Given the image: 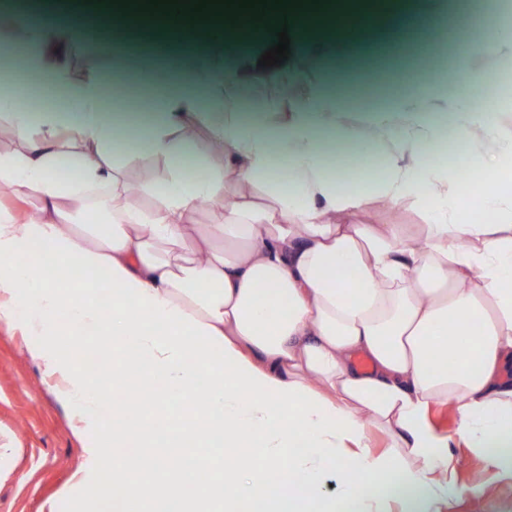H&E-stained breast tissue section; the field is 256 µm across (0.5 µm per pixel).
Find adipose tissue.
Wrapping results in <instances>:
<instances>
[{"label": "adipose tissue", "instance_id": "1", "mask_svg": "<svg viewBox=\"0 0 512 512\" xmlns=\"http://www.w3.org/2000/svg\"><path fill=\"white\" fill-rule=\"evenodd\" d=\"M387 7L318 0L259 23L180 15L157 28L341 32L354 19L378 24ZM486 20L492 42L459 46L453 85L408 70L360 130L316 70L289 108L243 112L249 88L283 84L286 72L212 61L173 70L166 85L138 72L151 106L144 132L124 138L127 115L111 111L106 76L74 81L53 53L84 41L86 28L16 15L13 32L34 45L25 64L49 103L34 115L0 95L15 143L0 149V321L22 327L87 438V465L72 477L83 500L101 498L89 463L133 442L139 454L112 471V512H210L213 503L221 512H443L463 493L449 472L456 443L512 481V145L478 165L460 154L453 176L434 155L445 126L482 144L504 126L503 102L468 67L491 50L512 56V27ZM218 107L225 114L214 124ZM202 124L224 145L221 165L188 161L183 133ZM331 137L371 146L377 168L333 172ZM144 155L163 171L153 205L141 209L120 169ZM373 201L417 207L424 221L348 223ZM204 204L216 208L215 223H194ZM482 208L501 223L479 221ZM63 268L76 280L60 282ZM63 311L81 332L123 344L113 388L144 396L159 382L167 399L201 415L149 418L126 400L102 429L100 391L59 355ZM448 403L451 435L428 419ZM373 430L389 441L383 453L372 450ZM192 442L221 452L218 475L194 496L167 464ZM331 471L338 488L325 496Z\"/></svg>", "mask_w": 512, "mask_h": 512}]
</instances>
